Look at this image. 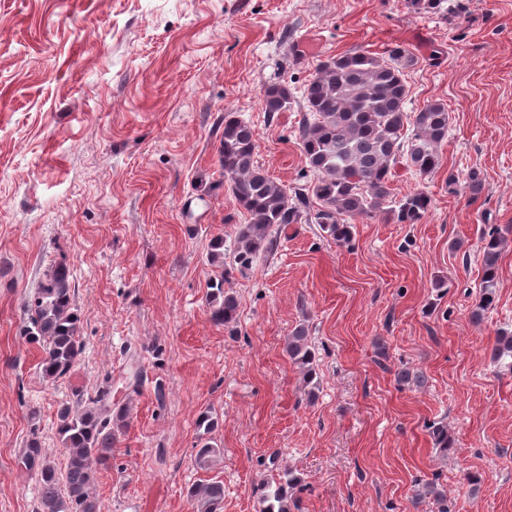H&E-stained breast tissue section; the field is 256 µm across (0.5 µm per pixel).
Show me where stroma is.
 I'll return each instance as SVG.
<instances>
[{"mask_svg": "<svg viewBox=\"0 0 512 512\" xmlns=\"http://www.w3.org/2000/svg\"><path fill=\"white\" fill-rule=\"evenodd\" d=\"M395 46L418 59L408 109L448 106L441 167L390 183L396 200L426 192L428 212L356 218L340 245L310 199L232 273L238 321L215 324L209 241L247 221L219 164L225 113L254 127L271 178L309 188L305 85L330 57ZM274 82L296 99L271 119ZM492 224L512 225V0L419 14L405 0H0V512H36L23 448L38 435L64 466L60 405L106 387L130 418L98 475L103 512H194L186 490L207 478L224 483L221 512H261L262 483L284 468L300 479L290 512H437L413 500L431 481L450 512H512V366L490 358L512 331V232L495 306L471 318ZM62 263L82 350L51 383L25 303ZM300 324L310 388L284 351ZM404 369L424 384L399 381ZM205 410L224 450L207 471L194 463Z\"/></svg>", "mask_w": 512, "mask_h": 512, "instance_id": "stroma-1", "label": "stroma"}]
</instances>
